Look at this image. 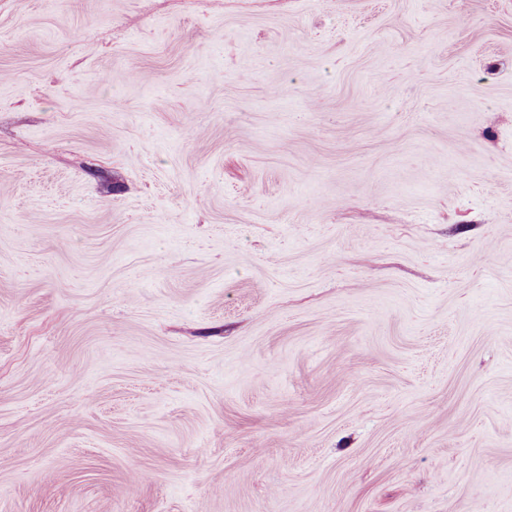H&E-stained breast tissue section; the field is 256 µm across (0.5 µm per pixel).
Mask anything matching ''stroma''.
I'll return each instance as SVG.
<instances>
[{
	"mask_svg": "<svg viewBox=\"0 0 512 512\" xmlns=\"http://www.w3.org/2000/svg\"><path fill=\"white\" fill-rule=\"evenodd\" d=\"M0 512H512V0H0Z\"/></svg>",
	"mask_w": 512,
	"mask_h": 512,
	"instance_id": "obj_1",
	"label": "stroma"
}]
</instances>
